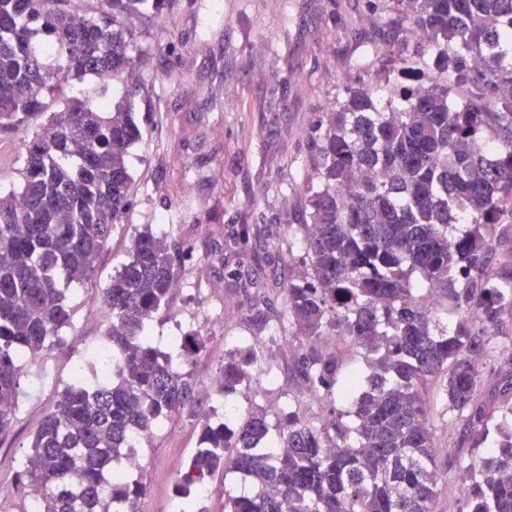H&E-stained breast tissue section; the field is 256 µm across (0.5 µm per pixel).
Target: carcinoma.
<instances>
[{
	"label": "carcinoma",
	"instance_id": "obj_1",
	"mask_svg": "<svg viewBox=\"0 0 512 512\" xmlns=\"http://www.w3.org/2000/svg\"><path fill=\"white\" fill-rule=\"evenodd\" d=\"M370 2L392 69L414 83L384 112L375 86L390 74L348 84L341 109L312 126L298 224L309 268L281 284L282 309L263 319L271 342L288 326L304 338L296 368L309 391L320 399L339 382L349 408L322 423L289 407L273 423L261 408L220 424L202 415L191 365L204 338L161 349L149 334L184 245L147 227L102 289L119 353L110 381L89 385L78 368L22 461L41 512H111L112 499L145 495L132 478L104 497L105 473L131 433L184 413L201 427L177 476L183 512L196 510L199 485L230 473L254 491L224 493V512H435L434 379L472 440L448 449L470 473L459 512H512V389L485 398L480 366L512 310V262L488 264L498 228L512 225V0ZM98 4L75 27L73 0H0V133L39 123L22 143L18 188L0 196V432L14 421L23 366L60 341L69 287L93 278L131 205L127 156L142 136L131 100L143 89L131 21L155 16L161 0ZM406 22L420 38L389 39ZM107 72L127 76L113 106L75 101L41 122L59 83ZM460 221L467 229L452 231ZM445 304L451 323L437 318ZM327 336L344 337L367 368L342 373L320 348ZM269 370L258 340L229 352L224 405ZM492 432L496 443L481 447Z\"/></svg>",
	"mask_w": 512,
	"mask_h": 512
}]
</instances>
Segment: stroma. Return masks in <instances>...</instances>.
I'll use <instances>...</instances> for the list:
<instances>
[{
	"label": "stroma",
	"mask_w": 512,
	"mask_h": 512,
	"mask_svg": "<svg viewBox=\"0 0 512 512\" xmlns=\"http://www.w3.org/2000/svg\"><path fill=\"white\" fill-rule=\"evenodd\" d=\"M379 23L369 0H165L160 18L137 22L132 54L144 85L133 108L143 137L130 149L131 205L96 263L92 282L73 287L71 322L62 340L21 376L18 414L0 433V512H24L19 481L29 443L73 365L105 339L106 320L90 319L101 294L130 258L129 243L144 228L155 234L180 225L192 244L182 257L183 286L151 321L153 342L164 346L173 321L199 332L205 346L192 365L198 383L219 378L224 353L238 339L259 336V318L243 290L264 283L270 309L283 303L281 283L303 274L304 244L297 226L305 176L307 133L320 113L338 109L344 85L365 82L387 61L368 36ZM249 239L229 247L232 235ZM206 263L208 274L196 268ZM494 352L483 362V393L512 376V312L493 331ZM301 338L262 346L273 381L258 378L237 395L277 417L286 401L320 421L339 406L338 394L315 400L294 369ZM437 447H470L462 428H449L440 386L431 392ZM199 446L189 416L171 421L151 447L139 449V479L147 493L136 512H165L178 497L176 477ZM439 505L458 512L470 484L462 465L440 458Z\"/></svg>",
	"instance_id": "1"
}]
</instances>
